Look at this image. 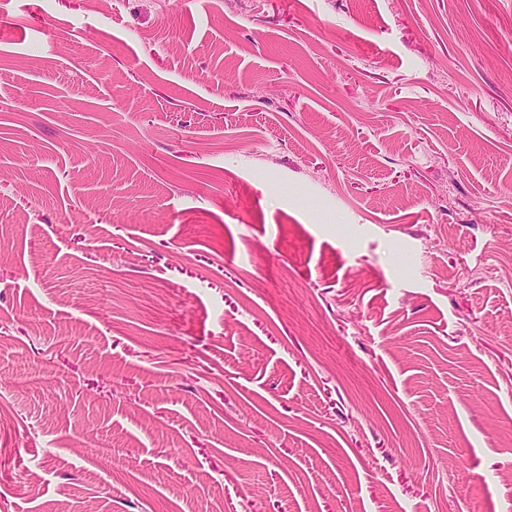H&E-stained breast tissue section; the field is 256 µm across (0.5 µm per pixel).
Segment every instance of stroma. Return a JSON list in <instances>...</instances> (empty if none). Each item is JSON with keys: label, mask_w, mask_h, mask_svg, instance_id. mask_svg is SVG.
Instances as JSON below:
<instances>
[{"label": "stroma", "mask_w": 512, "mask_h": 512, "mask_svg": "<svg viewBox=\"0 0 512 512\" xmlns=\"http://www.w3.org/2000/svg\"><path fill=\"white\" fill-rule=\"evenodd\" d=\"M0 512H512V0H12Z\"/></svg>", "instance_id": "obj_1"}]
</instances>
